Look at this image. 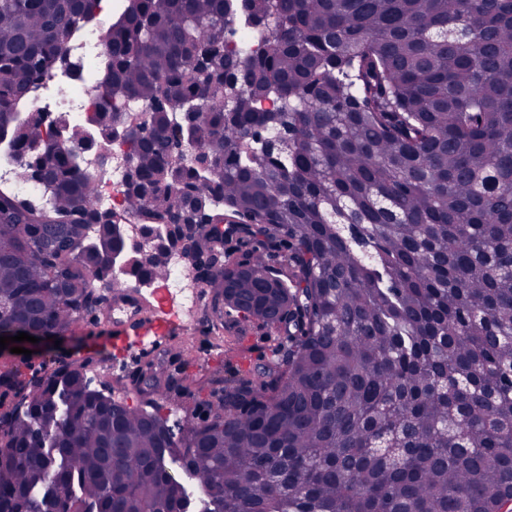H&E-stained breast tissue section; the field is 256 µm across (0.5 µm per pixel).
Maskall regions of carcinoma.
Returning a JSON list of instances; mask_svg holds the SVG:
<instances>
[{
  "mask_svg": "<svg viewBox=\"0 0 512 512\" xmlns=\"http://www.w3.org/2000/svg\"><path fill=\"white\" fill-rule=\"evenodd\" d=\"M99 0H0V142L48 205L0 191V334L59 336L101 312L125 261L97 177L30 83L80 65ZM91 122L158 228L193 246L226 221L252 243L215 305L288 349L217 385L212 418L174 433L147 364L138 406L64 362L0 416V512H500L512 497V0H125ZM148 105L141 121L135 105ZM182 143L174 141L175 131ZM284 238L282 268L261 246ZM133 266L166 279L164 257Z\"/></svg>",
  "mask_w": 512,
  "mask_h": 512,
  "instance_id": "cac0c4a2",
  "label": "carcinoma"
}]
</instances>
